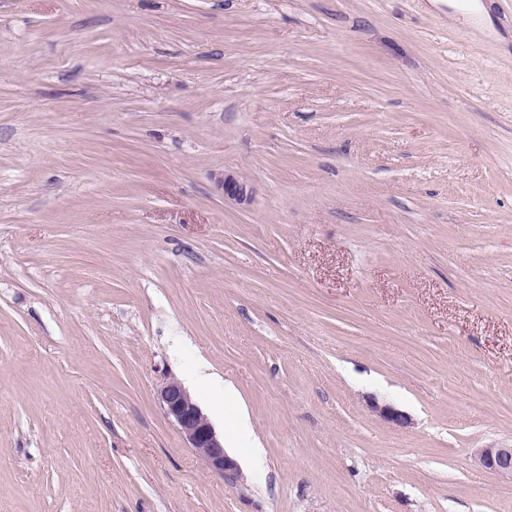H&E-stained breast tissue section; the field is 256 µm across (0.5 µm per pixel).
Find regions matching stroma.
I'll use <instances>...</instances> for the list:
<instances>
[{
	"label": "stroma",
	"instance_id": "35a3bbf8",
	"mask_svg": "<svg viewBox=\"0 0 512 512\" xmlns=\"http://www.w3.org/2000/svg\"><path fill=\"white\" fill-rule=\"evenodd\" d=\"M510 444L512 0H0V512H512ZM215 180L223 190L224 197L236 203L243 204L251 198V189L246 183L240 181L233 173L224 171L216 175ZM161 409L186 439L189 448L200 456L209 469L224 478V483L235 484L240 470L235 459L224 449V439L216 433L207 415L174 376H167L157 390ZM244 441L247 440L252 446L249 448H257V440L251 430L247 416L238 412L233 420L230 421L227 430V440L228 443L239 442V440ZM477 458L487 471L512 479V445L481 448Z\"/></svg>",
	"mask_w": 512,
	"mask_h": 512
}]
</instances>
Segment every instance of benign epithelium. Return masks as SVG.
Listing matches in <instances>:
<instances>
[{
    "label": "benign epithelium",
    "mask_w": 512,
    "mask_h": 512,
    "mask_svg": "<svg viewBox=\"0 0 512 512\" xmlns=\"http://www.w3.org/2000/svg\"><path fill=\"white\" fill-rule=\"evenodd\" d=\"M224 197L243 204L250 200L251 189L233 173L224 171L215 176ZM161 409L186 439L189 448L200 456L209 469L224 478L227 484H234L240 478V470L235 459L224 449V441L216 433L207 415L174 376H167L157 390ZM371 407L383 418L398 425H406L409 418L396 409L377 403ZM477 458L487 471L512 478V445L490 446L478 450Z\"/></svg>",
    "instance_id": "obj_1"
}]
</instances>
